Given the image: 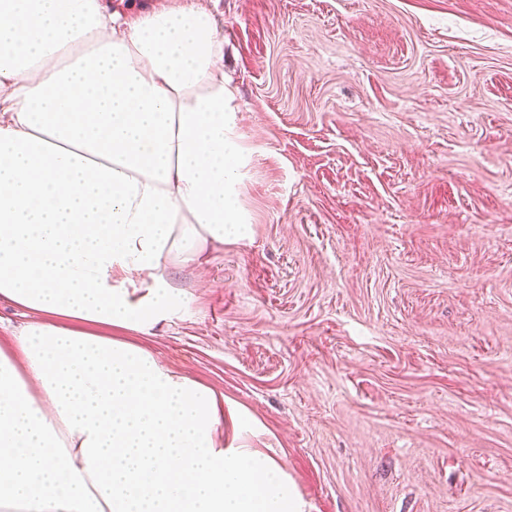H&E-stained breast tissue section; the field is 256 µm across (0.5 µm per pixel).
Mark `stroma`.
Returning a JSON list of instances; mask_svg holds the SVG:
<instances>
[{"instance_id":"1","label":"stroma","mask_w":512,"mask_h":512,"mask_svg":"<svg viewBox=\"0 0 512 512\" xmlns=\"http://www.w3.org/2000/svg\"><path fill=\"white\" fill-rule=\"evenodd\" d=\"M250 238L135 339L308 512H512V0H198Z\"/></svg>"}]
</instances>
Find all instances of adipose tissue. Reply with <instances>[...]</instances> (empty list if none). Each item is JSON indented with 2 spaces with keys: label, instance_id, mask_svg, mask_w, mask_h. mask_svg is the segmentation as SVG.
<instances>
[{
  "label": "adipose tissue",
  "instance_id": "1",
  "mask_svg": "<svg viewBox=\"0 0 512 512\" xmlns=\"http://www.w3.org/2000/svg\"><path fill=\"white\" fill-rule=\"evenodd\" d=\"M224 33L192 6L0 0V512H306L224 404L106 327L185 309L169 262L249 236ZM35 318L37 316L13 304L0 302V345H9L16 331Z\"/></svg>",
  "mask_w": 512,
  "mask_h": 512
}]
</instances>
